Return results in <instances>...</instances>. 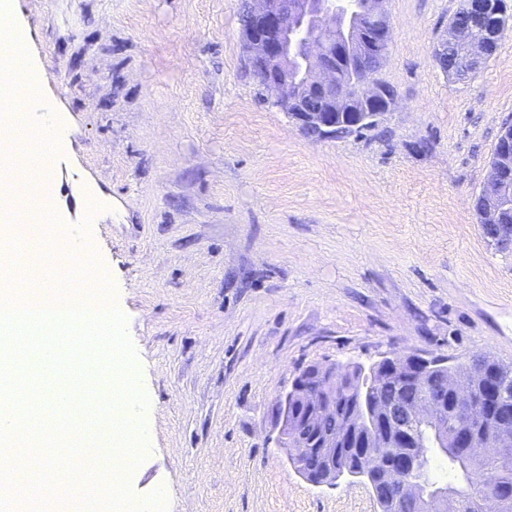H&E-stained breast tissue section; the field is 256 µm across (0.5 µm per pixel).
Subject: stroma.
I'll use <instances>...</instances> for the list:
<instances>
[{
	"label": "stroma",
	"mask_w": 512,
	"mask_h": 512,
	"mask_svg": "<svg viewBox=\"0 0 512 512\" xmlns=\"http://www.w3.org/2000/svg\"><path fill=\"white\" fill-rule=\"evenodd\" d=\"M459 5L385 0L396 103L316 139L246 70L241 0H16L68 129L59 221L114 287L145 399L133 503L379 512L363 483L311 484L277 447L294 377L413 353L512 364V250L473 209L512 123V30L448 76L435 52Z\"/></svg>",
	"instance_id": "1"
}]
</instances>
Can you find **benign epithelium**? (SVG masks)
I'll list each match as a JSON object with an SVG mask.
<instances>
[{
    "label": "benign epithelium",
    "mask_w": 512,
    "mask_h": 512,
    "mask_svg": "<svg viewBox=\"0 0 512 512\" xmlns=\"http://www.w3.org/2000/svg\"><path fill=\"white\" fill-rule=\"evenodd\" d=\"M383 0H365L361 8L354 0H249L247 18L240 28L245 66L268 93L273 106L303 131L328 136L336 119L357 127L390 111L396 90L359 70L353 75L358 86V109L350 107V95L337 82L336 63L352 55H364L392 39L390 19ZM471 23L483 38L474 40L465 28H451L448 42L463 49L464 66L457 77L478 72L512 26L506 0H464ZM319 107L306 106L309 98ZM502 147L489 165L486 181L475 196L480 224L503 227L504 203L512 199V126L502 127ZM438 363L416 354L385 357L369 368L358 367L357 376L367 391L349 414L339 435H321L318 424L325 413H336V365L317 364L309 373L297 375L278 401L275 428L279 447L288 449L294 461L316 448L324 456L358 440L355 462L341 467L329 464L303 473L314 485H334L343 476L358 477L372 491L384 492L388 505L412 500L417 512H455L456 495L446 490L428 493L414 478L419 464L433 447L448 443V424L440 421L442 405H450L457 418L454 437L459 454L478 460L492 457L500 469H512V418L491 421L475 397L471 376L458 369L443 368L435 399L388 401L373 399V388L393 375L403 384L419 388L426 372ZM512 502L507 485L487 482L480 487L477 512L499 510Z\"/></svg>",
    "instance_id": "obj_1"
}]
</instances>
